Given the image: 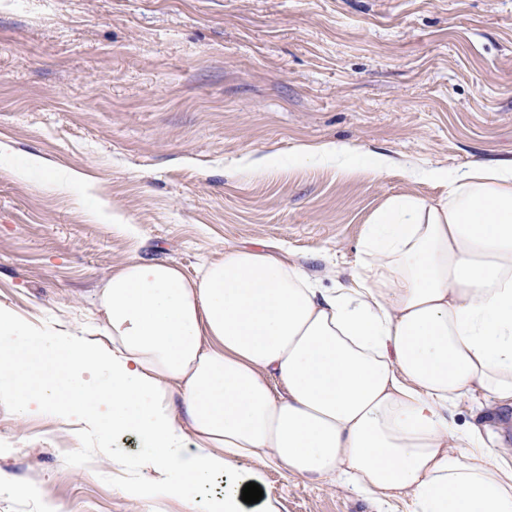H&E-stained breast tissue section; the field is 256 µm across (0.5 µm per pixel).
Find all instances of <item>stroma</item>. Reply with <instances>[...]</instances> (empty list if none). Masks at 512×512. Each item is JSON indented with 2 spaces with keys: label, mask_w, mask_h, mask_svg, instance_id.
Returning a JSON list of instances; mask_svg holds the SVG:
<instances>
[{
  "label": "stroma",
  "mask_w": 512,
  "mask_h": 512,
  "mask_svg": "<svg viewBox=\"0 0 512 512\" xmlns=\"http://www.w3.org/2000/svg\"><path fill=\"white\" fill-rule=\"evenodd\" d=\"M502 158L512 0H0V303L39 326L98 317L130 259L191 275L228 245L332 287L388 200L443 194L426 171ZM107 446L0 407V512H178L130 500ZM267 488L372 512L282 470Z\"/></svg>",
  "instance_id": "obj_1"
}]
</instances>
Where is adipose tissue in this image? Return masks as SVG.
Instances as JSON below:
<instances>
[{
    "label": "adipose tissue",
    "instance_id": "obj_1",
    "mask_svg": "<svg viewBox=\"0 0 512 512\" xmlns=\"http://www.w3.org/2000/svg\"><path fill=\"white\" fill-rule=\"evenodd\" d=\"M438 200H389L349 284L321 287L263 246L228 245L195 275L132 259L100 288L99 326L50 336L0 307V353L38 341L51 413L135 432L138 497L183 512H283L246 483L271 469L375 512H512V159L453 172ZM472 401L484 426L459 428Z\"/></svg>",
    "mask_w": 512,
    "mask_h": 512
}]
</instances>
